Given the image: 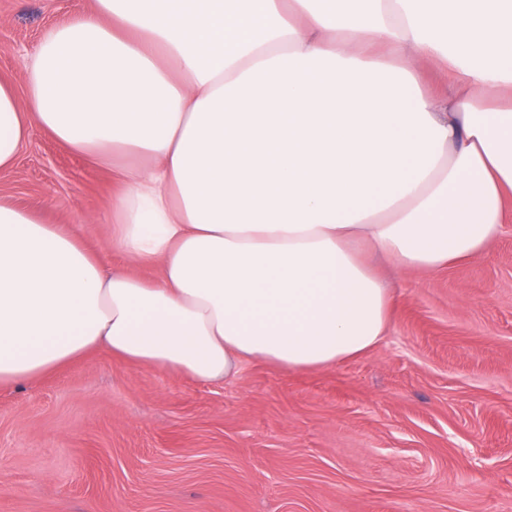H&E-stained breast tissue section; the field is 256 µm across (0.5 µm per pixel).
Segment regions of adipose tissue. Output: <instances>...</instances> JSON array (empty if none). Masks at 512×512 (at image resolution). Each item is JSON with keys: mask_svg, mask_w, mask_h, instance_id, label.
<instances>
[{"mask_svg": "<svg viewBox=\"0 0 512 512\" xmlns=\"http://www.w3.org/2000/svg\"><path fill=\"white\" fill-rule=\"evenodd\" d=\"M35 127L111 168L130 268L0 200V386L330 367L388 330L368 252L433 274L504 231L512 0H94L0 81V170Z\"/></svg>", "mask_w": 512, "mask_h": 512, "instance_id": "adipose-tissue-1", "label": "adipose tissue"}]
</instances>
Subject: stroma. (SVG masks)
I'll use <instances>...</instances> for the list:
<instances>
[{"label":"stroma","instance_id":"1","mask_svg":"<svg viewBox=\"0 0 512 512\" xmlns=\"http://www.w3.org/2000/svg\"><path fill=\"white\" fill-rule=\"evenodd\" d=\"M92 0H0V78ZM112 178L33 130L0 199L67 225L115 270ZM367 354L201 384L105 354L0 388V512H512V223L424 274L381 263Z\"/></svg>","mask_w":512,"mask_h":512}]
</instances>
